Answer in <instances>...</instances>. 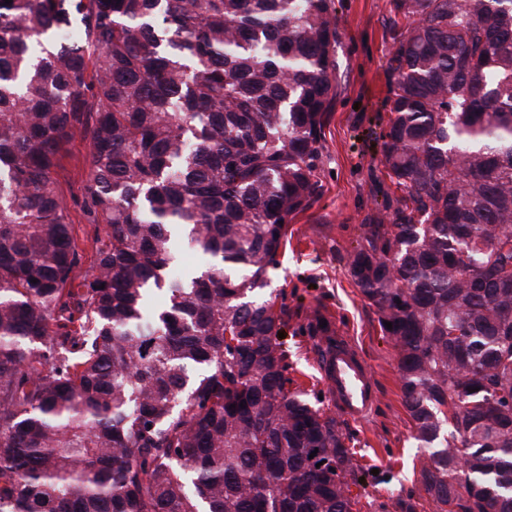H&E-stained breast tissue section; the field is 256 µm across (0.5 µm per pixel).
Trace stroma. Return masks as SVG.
I'll list each match as a JSON object with an SVG mask.
<instances>
[{
  "label": "stroma",
  "mask_w": 512,
  "mask_h": 512,
  "mask_svg": "<svg viewBox=\"0 0 512 512\" xmlns=\"http://www.w3.org/2000/svg\"><path fill=\"white\" fill-rule=\"evenodd\" d=\"M336 17V95L324 116L315 191L288 224V240L270 270V289L284 322L289 375L319 396V408L335 415L318 368L327 339L309 327L326 320L333 337L345 338L372 365L377 403L366 420L340 419L362 481L353 512H401L409 499L416 512H438L419 490L423 449L411 436L402 401L398 355L384 338L375 306L353 283L347 254L367 224L386 222L383 201L402 193L382 164V136L391 113L387 61L406 28L392 0H332ZM89 165L86 141L75 139L58 169L67 200L80 194Z\"/></svg>",
  "instance_id": "stroma-1"
}]
</instances>
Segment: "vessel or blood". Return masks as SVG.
I'll return each mask as SVG.
<instances>
[{
    "instance_id": "1",
    "label": "vessel or blood",
    "mask_w": 512,
    "mask_h": 512,
    "mask_svg": "<svg viewBox=\"0 0 512 512\" xmlns=\"http://www.w3.org/2000/svg\"><path fill=\"white\" fill-rule=\"evenodd\" d=\"M319 369L337 410L349 420H364L375 403L368 362L348 343L339 341L325 350Z\"/></svg>"
}]
</instances>
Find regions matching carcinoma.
I'll list each match as a JSON object with an SVG mask.
<instances>
[{
    "instance_id": "obj_1",
    "label": "carcinoma",
    "mask_w": 512,
    "mask_h": 512,
    "mask_svg": "<svg viewBox=\"0 0 512 512\" xmlns=\"http://www.w3.org/2000/svg\"><path fill=\"white\" fill-rule=\"evenodd\" d=\"M393 7L406 196L348 271L431 449L420 491L512 512V0ZM335 43L331 0H0V512H352L353 455L260 298ZM77 136L88 263L55 177ZM181 228L199 273L173 272Z\"/></svg>"
}]
</instances>
